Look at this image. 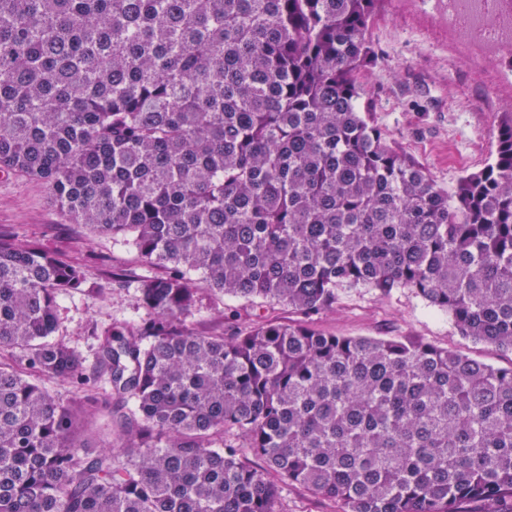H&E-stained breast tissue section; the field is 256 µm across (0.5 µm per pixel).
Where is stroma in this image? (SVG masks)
Returning a JSON list of instances; mask_svg holds the SVG:
<instances>
[{
    "mask_svg": "<svg viewBox=\"0 0 512 512\" xmlns=\"http://www.w3.org/2000/svg\"><path fill=\"white\" fill-rule=\"evenodd\" d=\"M435 0H386L370 28L375 61L363 79L362 101L404 153L450 189L466 173L490 162L497 147L499 111L489 108L491 78L479 75L448 51V29ZM0 233L35 238L83 266L89 289L60 299L58 339L94 361L96 333L113 322L142 315L138 286L150 275L132 247L74 223L41 180L14 173L0 178ZM204 294L193 318L196 331L228 336L260 314L277 321L298 315L280 305L251 306ZM318 331L337 336H415L499 367H512V352L460 336L448 317L406 291L388 296L368 289L344 295L335 310L315 316ZM55 395L73 401L75 437L81 447L112 450L117 440L104 415L106 392L94 402L75 398L73 386L49 381Z\"/></svg>",
    "mask_w": 512,
    "mask_h": 512,
    "instance_id": "1",
    "label": "stroma"
}]
</instances>
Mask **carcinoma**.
Returning a JSON list of instances; mask_svg holds the SVG:
<instances>
[{
    "mask_svg": "<svg viewBox=\"0 0 512 512\" xmlns=\"http://www.w3.org/2000/svg\"><path fill=\"white\" fill-rule=\"evenodd\" d=\"M383 2L0 0V170L161 270L90 368L53 338L81 265L0 234V512H284L281 481L341 512L512 502V368L191 325L203 288L306 318L408 291L512 351V112L494 159L438 186L361 102ZM46 380L109 383L118 451H79Z\"/></svg>",
    "mask_w": 512,
    "mask_h": 512,
    "instance_id": "obj_1",
    "label": "carcinoma"
}]
</instances>
